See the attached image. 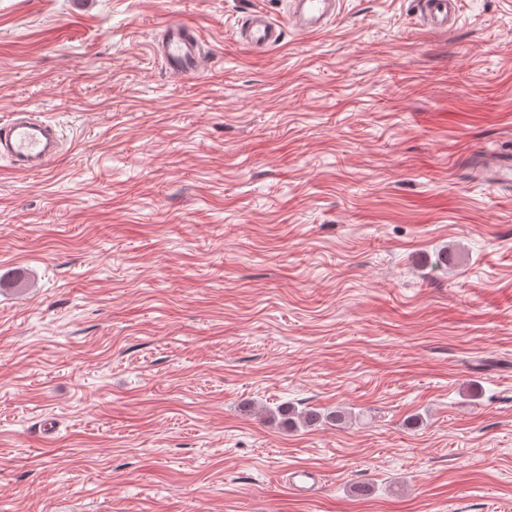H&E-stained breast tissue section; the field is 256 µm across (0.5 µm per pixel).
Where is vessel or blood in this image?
<instances>
[{"label":"vessel or blood","instance_id":"1","mask_svg":"<svg viewBox=\"0 0 512 512\" xmlns=\"http://www.w3.org/2000/svg\"><path fill=\"white\" fill-rule=\"evenodd\" d=\"M460 0H418L421 22L434 31L451 30L459 18ZM339 16L337 0H289L285 21H277L262 10L251 11L236 31L238 42L251 51L266 53L284 40L286 30L301 35L317 34ZM169 75L191 80L202 74L205 50L199 31L174 19L164 24L162 40L156 47ZM61 148L56 126L20 109L0 123V159L19 174L42 173L49 169ZM477 179L490 185L512 179V159L494 156L475 171Z\"/></svg>","mask_w":512,"mask_h":512}]
</instances>
